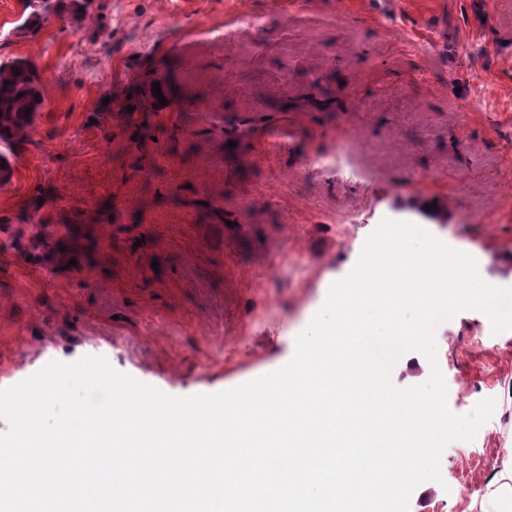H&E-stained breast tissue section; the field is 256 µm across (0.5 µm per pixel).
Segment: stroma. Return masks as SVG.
Returning a JSON list of instances; mask_svg holds the SVG:
<instances>
[{"label":"stroma","instance_id":"stroma-1","mask_svg":"<svg viewBox=\"0 0 512 512\" xmlns=\"http://www.w3.org/2000/svg\"><path fill=\"white\" fill-rule=\"evenodd\" d=\"M20 18L0 0V59L42 83L0 185V388L85 355L173 396L275 371L366 237L419 199L444 216L431 234L512 287V0H94L28 36ZM282 124L283 151L254 135ZM345 145L355 175L308 170ZM436 341L449 409L497 405L409 512H512V331L470 310Z\"/></svg>","mask_w":512,"mask_h":512}]
</instances>
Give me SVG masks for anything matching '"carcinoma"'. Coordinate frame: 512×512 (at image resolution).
<instances>
[{
  "instance_id": "cac0c4a2",
  "label": "carcinoma",
  "mask_w": 512,
  "mask_h": 512,
  "mask_svg": "<svg viewBox=\"0 0 512 512\" xmlns=\"http://www.w3.org/2000/svg\"><path fill=\"white\" fill-rule=\"evenodd\" d=\"M93 0H56L55 6L45 0H26L25 10L28 11L19 29L26 33L37 32L44 21L67 8H72V19H78ZM9 85H4V82ZM42 105L40 80L36 70L24 60L0 61V184L10 183L13 176V159L17 148L22 144L24 136L32 126L36 112ZM30 114H25V111Z\"/></svg>"
}]
</instances>
